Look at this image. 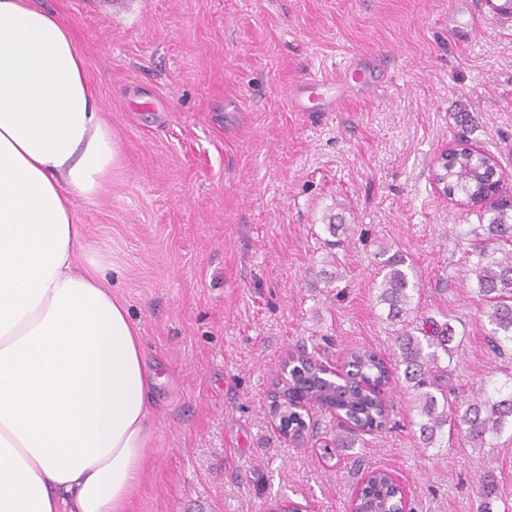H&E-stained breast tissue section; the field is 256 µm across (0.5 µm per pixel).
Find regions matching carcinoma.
<instances>
[{
	"label": "carcinoma",
	"mask_w": 512,
	"mask_h": 512,
	"mask_svg": "<svg viewBox=\"0 0 512 512\" xmlns=\"http://www.w3.org/2000/svg\"><path fill=\"white\" fill-rule=\"evenodd\" d=\"M448 188L464 195L461 205L487 220L486 233L472 244L470 254L476 258L471 268L478 292L488 301L489 325L487 344L495 354L512 349V204L500 198L487 204L474 202L476 196H489L499 187L482 185L475 177L465 156L448 166ZM508 245L510 250L500 251ZM378 256L382 279L378 284L379 301L388 307V318L401 326L397 337V365L404 367L407 383L411 384L419 401L423 421L419 430L425 444L456 430L463 433L471 446L483 448L488 438L502 433L505 424L512 422V389L505 391L482 388L467 403L449 398L447 369L439 365L441 355L451 354L448 346L453 335L448 324L430 322L432 328H421L415 336L407 330L408 316L416 283L408 273L410 264L400 253L388 254L384 249ZM292 364L288 375V403L279 408L282 423L292 434L306 429L300 405L316 403L352 422L356 433L379 432L388 419V407L374 395L373 388L391 381L388 362L371 349L356 348L347 353L344 379H333L325 373L323 363L304 351L290 352ZM400 493L389 473L374 470L364 480L361 494L352 504L354 512H394Z\"/></svg>",
	"instance_id": "cac0c4a2"
}]
</instances>
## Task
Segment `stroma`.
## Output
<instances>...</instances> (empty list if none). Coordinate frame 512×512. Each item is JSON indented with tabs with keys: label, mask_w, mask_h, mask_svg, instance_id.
<instances>
[{
	"label": "stroma",
	"mask_w": 512,
	"mask_h": 512,
	"mask_svg": "<svg viewBox=\"0 0 512 512\" xmlns=\"http://www.w3.org/2000/svg\"><path fill=\"white\" fill-rule=\"evenodd\" d=\"M483 2L39 0L71 28L124 157L78 211L160 378L130 512H271L284 498L349 512L375 469L401 479L413 512H480L488 479L492 512L512 507V429L485 448L457 433L424 445L402 372L386 428L333 459L322 447L341 421L325 408L309 406L297 443L268 422L287 351L395 362L384 249L414 267V327L454 329L440 364L456 400L512 386L469 271L478 220L433 184L439 152L467 146L512 196V27ZM361 50L387 67L375 92L290 109V87ZM329 212L344 222L333 249Z\"/></svg>",
	"instance_id": "stroma-1"
}]
</instances>
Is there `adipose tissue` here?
I'll use <instances>...</instances> for the list:
<instances>
[{"label":"adipose tissue","instance_id":"obj_1","mask_svg":"<svg viewBox=\"0 0 512 512\" xmlns=\"http://www.w3.org/2000/svg\"><path fill=\"white\" fill-rule=\"evenodd\" d=\"M122 162L70 28L0 0V512H128L139 485L157 377L76 205Z\"/></svg>","mask_w":512,"mask_h":512}]
</instances>
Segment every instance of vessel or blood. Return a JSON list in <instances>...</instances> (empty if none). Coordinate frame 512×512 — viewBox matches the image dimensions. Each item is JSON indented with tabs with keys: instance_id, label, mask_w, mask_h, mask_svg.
<instances>
[{
	"instance_id": "obj_1",
	"label": "vessel or blood",
	"mask_w": 512,
	"mask_h": 512,
	"mask_svg": "<svg viewBox=\"0 0 512 512\" xmlns=\"http://www.w3.org/2000/svg\"><path fill=\"white\" fill-rule=\"evenodd\" d=\"M379 85L369 65V55L356 52L350 55L334 76L312 79L292 86L288 93L291 106L296 111H303L304 101L315 102L317 111L333 112L338 108L339 99L329 97L328 89L336 87L346 92L364 95Z\"/></svg>"
}]
</instances>
